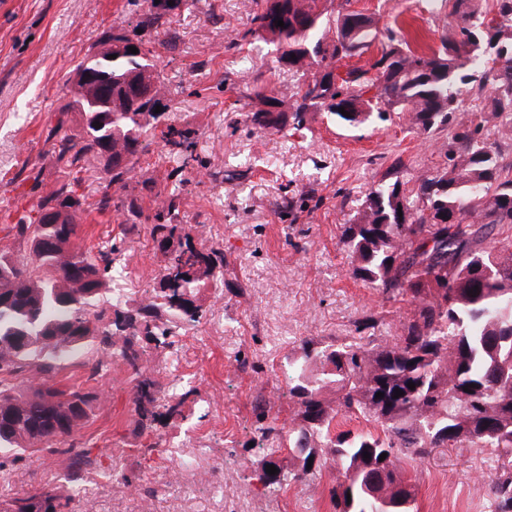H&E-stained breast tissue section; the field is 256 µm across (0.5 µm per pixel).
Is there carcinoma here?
Instances as JSON below:
<instances>
[{
    "instance_id": "cac0c4a2",
    "label": "carcinoma",
    "mask_w": 512,
    "mask_h": 512,
    "mask_svg": "<svg viewBox=\"0 0 512 512\" xmlns=\"http://www.w3.org/2000/svg\"><path fill=\"white\" fill-rule=\"evenodd\" d=\"M133 2L142 6L137 27L155 33L180 5ZM332 2L256 0L243 37L275 45L277 66L304 81L281 99L249 68L238 70L244 97L253 101L246 120L282 130L287 117L300 126L308 112L349 125L361 124L355 113L383 121L396 112L418 133L448 131L447 162L431 175L378 184L355 223L344 227L341 243L353 276L386 302L409 304L413 316L400 323L393 345L301 340L286 366L295 417L285 430L261 409L255 432L258 448L284 437L288 454L302 465L287 469L279 449L268 448L257 478L277 495L314 475L308 459H329L336 468L329 488L335 512H381L387 501L399 502L393 512H416L403 464L424 461L434 448L465 445L495 455L497 467L482 481L494 512H512V397L503 393L512 384V163H501L482 134L491 124L501 139L512 138V0H448L457 25L429 53L411 49L400 32L380 31L367 13L333 15ZM377 40L379 56L366 66L349 65ZM131 43L114 26L96 46H112L116 58L87 54L75 66L76 73L112 78V111H103L95 89L68 88L46 139L60 178L0 238V452L15 459L48 449L71 470L90 461L91 450L75 440L103 396L96 388L63 389L53 374L61 360L91 344L98 345L95 365L126 367L146 440L140 452H153L156 426L183 416L191 392L170 403L145 363L168 353L177 330L200 322L201 292L224 282V253L194 243L198 232L179 220L174 192L157 191L146 214L131 187L142 142L163 117L156 108H165L170 95L152 50L140 43L133 54ZM475 82L486 88V105L466 112L462 88ZM71 112L82 118L75 134L64 131ZM161 135L172 162L167 178L180 179L197 161L195 131L169 125ZM90 167L106 175L101 209L115 208L124 224H152L164 272L140 302L121 294L110 304L104 300L124 239L95 253L74 243L87 212L77 190ZM341 419L366 426L340 430ZM268 465L278 473H267ZM69 504L46 484L26 498L0 501V512H67Z\"/></svg>"
}]
</instances>
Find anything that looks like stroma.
Here are the masks:
<instances>
[{
    "label": "stroma",
    "instance_id": "35a3bbf8",
    "mask_svg": "<svg viewBox=\"0 0 512 512\" xmlns=\"http://www.w3.org/2000/svg\"><path fill=\"white\" fill-rule=\"evenodd\" d=\"M353 6L374 15L379 27L401 26L421 48L438 45L444 28L456 24L444 0L333 3L337 12ZM254 8L255 0H182L168 34L152 44L170 87L168 123L198 132L201 164L175 188L180 213L185 223L205 225L209 246L224 253L223 287L202 294L205 318L179 331L170 353L149 360L164 385L189 391L183 417L162 428L158 452L142 460L128 374L111 367L95 380L104 398L79 439L100 465L72 480L46 452L5 461L0 500L28 497L51 483L69 495L72 512H142L136 495L115 490L111 473L118 470L135 484L151 482V512H334L333 463H320L309 481L275 497L252 479L262 458L250 445L256 408L270 406L279 422L290 423L297 406L288 397L285 363L302 338L357 341L356 320L372 314L379 318L370 331L374 342L396 343L412 308L385 302L353 277L341 229L379 183L441 166L448 137L408 131L399 119L343 125L322 112L307 113L297 129L252 126L249 99L226 80L240 57L276 95L299 82L277 67L264 41L231 48ZM139 14L130 0H0V228L59 178L45 138L74 65L101 32L115 25L133 30ZM169 168L162 139L145 141L132 173L143 208L152 200L142 181L162 182ZM120 236L125 244L112 286L143 299L164 266L150 225L127 231L116 213L91 212L79 243L96 250ZM216 461L223 464L216 480L199 482L197 471ZM495 465L493 456L469 447L438 448L406 467L404 477L418 512H492L482 477Z\"/></svg>",
    "mask_w": 512,
    "mask_h": 512
}]
</instances>
